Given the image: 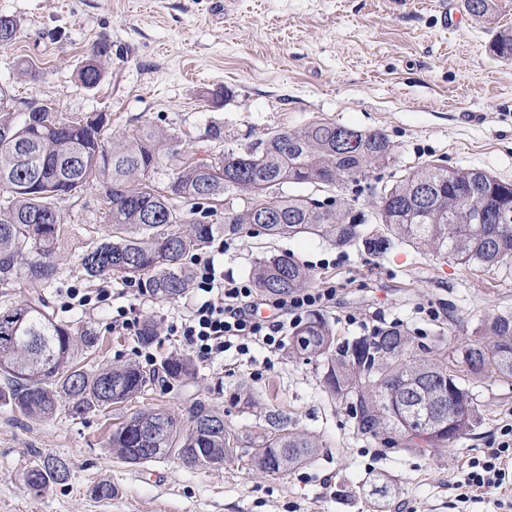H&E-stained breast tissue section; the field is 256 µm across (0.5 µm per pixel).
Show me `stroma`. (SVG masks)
I'll list each match as a JSON object with an SVG mask.
<instances>
[{
    "mask_svg": "<svg viewBox=\"0 0 512 512\" xmlns=\"http://www.w3.org/2000/svg\"><path fill=\"white\" fill-rule=\"evenodd\" d=\"M456 2L0 0V14L20 28L16 42L0 49V88L19 112L37 101L67 115L110 110L116 130L151 124L207 162L225 146L321 119L383 130L391 158L342 189L353 216L368 215L381 188L432 159L512 182V61L489 50L496 29H512V0H495L492 23L465 13L450 30L441 12ZM101 37L111 42L112 58L100 85L86 89L74 72ZM23 59L36 63L38 78L21 73ZM100 193L93 180L61 203L70 241L56 258L65 272L51 292L56 316L101 336L96 353L78 360L87 370L131 360L155 365L178 350L166 336L144 346L110 328L111 308L63 307L66 289L84 285L86 243L111 233ZM206 253L246 281L257 259L294 257L314 285L335 286V304L320 314L340 344L395 322L416 345L451 355L474 341L481 319L512 314V262L470 271L401 242L375 256L316 236L272 240L245 232L224 235ZM111 288L141 320L161 327L191 302L146 294L133 300L122 296L118 280ZM195 368L185 382L156 384L140 398L76 418L60 411L31 420L0 404V512H511L512 482L465 502L450 488L512 424L511 377L466 376L480 425L423 454L358 435L349 403L325 391L320 361L254 348ZM242 387L256 396L254 408L234 401ZM197 398L223 413L241 446L256 437L259 414L275 409L318 442V454L269 476L241 458L215 468L173 457L135 465L110 453L108 437L126 415L149 406L184 418ZM48 455L67 460L68 479L30 489L24 474ZM379 477L389 481L384 498L368 494ZM103 481L114 488L112 498L93 495Z\"/></svg>",
    "mask_w": 512,
    "mask_h": 512,
    "instance_id": "obj_1",
    "label": "stroma"
}]
</instances>
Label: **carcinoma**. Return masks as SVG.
I'll list each match as a JSON object with an SVG mask.
<instances>
[{"label": "carcinoma", "mask_w": 512, "mask_h": 512, "mask_svg": "<svg viewBox=\"0 0 512 512\" xmlns=\"http://www.w3.org/2000/svg\"><path fill=\"white\" fill-rule=\"evenodd\" d=\"M17 31L18 24L0 18V47L11 46ZM490 49L511 61L512 32L500 31ZM111 55L107 39L93 43L76 72L81 86H98L103 61ZM110 120L105 112L67 116L49 106L43 112H14L0 89V285L20 279L27 288L25 301L0 307V401L30 419H49L63 403L73 417L107 410L141 397L157 380L172 384L193 372L190 360L177 354L148 372L134 361L91 372L72 365L75 351L98 349L100 336L58 321L47 294L60 278L53 256L69 234L60 202L93 178L103 189L101 206L112 235L87 243L80 259L84 276L134 281L158 298L176 299L193 288L185 258L211 243L218 232L213 216L221 206L224 231L230 234L246 226L273 239L313 235L378 255L398 240L470 270L491 269L512 258V222H454L466 200L488 211L512 205V183L479 169L423 163L384 187L369 219L376 227L366 237L358 226L369 220L348 218V200L285 193L288 183L333 189L359 181L393 152L381 130H354L358 145L344 149L337 142V124L318 120L297 130L272 131L258 150L231 148L208 163L181 154L177 138L148 124L110 137ZM166 159L177 167L159 189L154 176ZM242 196L247 202L240 208ZM252 282L263 294L281 295L310 287L312 275L288 255H271L254 263ZM478 330L479 339L459 350L456 364L476 376L512 377V315L488 316ZM411 347L412 340L396 328L337 347L321 318L298 327L288 344L296 356L324 361V387L351 400L358 433L384 439L398 430L400 444L427 453L474 430L480 419L448 359H417ZM437 408L457 410L454 427L431 424L423 446L414 433L417 421ZM261 427L245 449L251 466L261 472L279 474L315 456L317 443L288 428L283 412H266ZM238 443L224 415L202 398L192 403L186 424L175 414L143 407L108 439L112 455L126 463L173 456L209 467L236 455ZM67 476L66 460L48 456L28 470L25 481L37 489Z\"/></svg>", "instance_id": "1"}]
</instances>
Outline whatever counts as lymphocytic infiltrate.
Here are the masks:
<instances>
[{
	"label": "lymphocytic infiltrate",
	"instance_id": "obj_1",
	"mask_svg": "<svg viewBox=\"0 0 512 512\" xmlns=\"http://www.w3.org/2000/svg\"><path fill=\"white\" fill-rule=\"evenodd\" d=\"M196 297L179 321L166 325L165 335L184 341L194 358L213 360L229 351L247 353L251 346L279 350L289 326L299 325L303 315L316 308L330 307L336 299L334 287L309 288L276 297L272 315L261 316L255 291L250 284L225 275L214 257L192 260ZM512 460V424L504 425L486 456L470 462L464 480L453 483L460 499L477 491L499 489L505 478L504 466Z\"/></svg>",
	"mask_w": 512,
	"mask_h": 512
}]
</instances>
